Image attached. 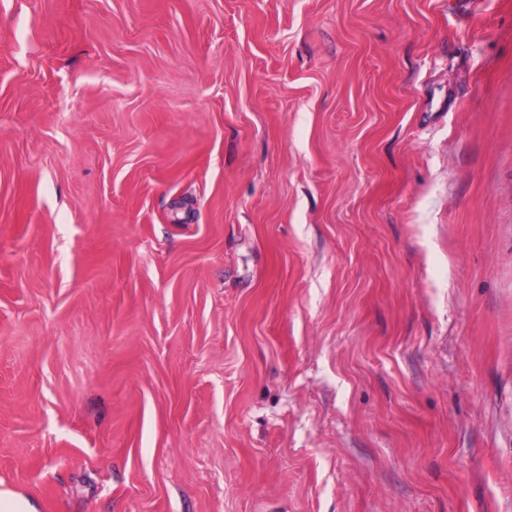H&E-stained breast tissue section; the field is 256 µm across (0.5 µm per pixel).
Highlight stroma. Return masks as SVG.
Returning a JSON list of instances; mask_svg holds the SVG:
<instances>
[{
	"instance_id": "stroma-1",
	"label": "stroma",
	"mask_w": 512,
	"mask_h": 512,
	"mask_svg": "<svg viewBox=\"0 0 512 512\" xmlns=\"http://www.w3.org/2000/svg\"><path fill=\"white\" fill-rule=\"evenodd\" d=\"M1 488L512 512V0H0Z\"/></svg>"
}]
</instances>
